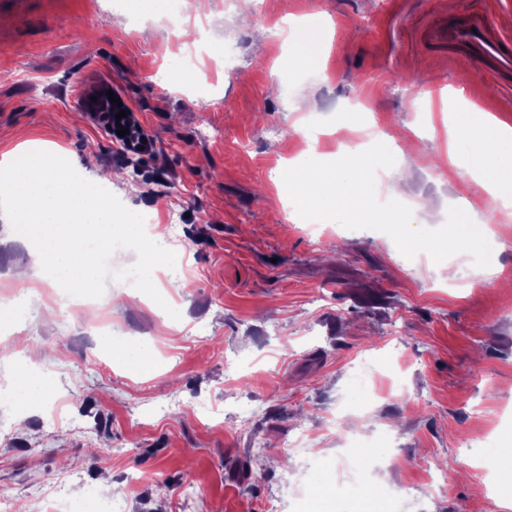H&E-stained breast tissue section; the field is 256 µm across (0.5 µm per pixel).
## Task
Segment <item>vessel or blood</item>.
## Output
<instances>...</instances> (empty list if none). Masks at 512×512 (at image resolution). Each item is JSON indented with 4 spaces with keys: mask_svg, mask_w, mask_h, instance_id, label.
Returning <instances> with one entry per match:
<instances>
[{
    "mask_svg": "<svg viewBox=\"0 0 512 512\" xmlns=\"http://www.w3.org/2000/svg\"><path fill=\"white\" fill-rule=\"evenodd\" d=\"M449 46L466 50L470 59L492 63L493 76L512 74V34L494 30L484 13H449L445 26Z\"/></svg>",
    "mask_w": 512,
    "mask_h": 512,
    "instance_id": "1",
    "label": "vessel or blood"
}]
</instances>
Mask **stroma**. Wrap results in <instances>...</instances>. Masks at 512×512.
Segmentation results:
<instances>
[{"instance_id": "35a3bbf8", "label": "stroma", "mask_w": 512, "mask_h": 512, "mask_svg": "<svg viewBox=\"0 0 512 512\" xmlns=\"http://www.w3.org/2000/svg\"><path fill=\"white\" fill-rule=\"evenodd\" d=\"M474 0H285L324 19L331 39L311 72L274 34L265 0L249 24L208 0L211 43L227 46L209 88L218 103L159 83L185 49L161 25L140 28L119 0H0V154L27 139L121 175L116 195L171 239L179 319L122 289L124 304L56 312L0 214V287L33 289L27 317L0 334V500L46 512L53 493L94 488L125 512H408L434 477L431 512H487L504 487L479 476L512 435V211L468 176L461 106L512 111L476 64L431 30ZM118 94L154 142L131 157L86 112V94ZM387 133L405 178L380 174L379 201L435 229L448 207L494 221L490 269L471 254L404 256L385 233L303 219L271 180L281 162L337 160ZM179 214L178 223L166 221ZM117 321L151 347L158 372L112 362L99 335ZM23 352L52 384L18 405ZM108 455H100L101 444Z\"/></svg>"}]
</instances>
